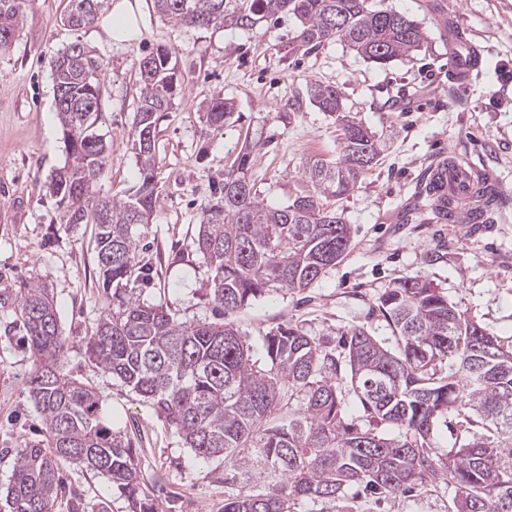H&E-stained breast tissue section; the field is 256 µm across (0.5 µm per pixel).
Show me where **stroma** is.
Masks as SVG:
<instances>
[{
    "mask_svg": "<svg viewBox=\"0 0 512 512\" xmlns=\"http://www.w3.org/2000/svg\"><path fill=\"white\" fill-rule=\"evenodd\" d=\"M69 0H20L21 26L0 50V291L38 280L52 289L66 339L63 369L92 385L113 431L131 440L143 489L166 512H219L229 494L221 461L203 465L152 403L93 364L84 339L105 306L98 286L95 227L70 224L48 185L67 162L53 99L51 63L74 43L104 69L99 130L110 145L97 196L132 191L137 183L131 131L139 100L138 63L156 48L173 51L183 91L156 124L158 196L152 221L139 228L147 243L141 301L163 305L180 320L214 317L212 272L193 240L205 206L242 148L264 202L284 206L309 194L303 172L314 155L334 157V116L315 106L309 88L334 85L346 110L386 143L353 190L330 200L353 231L347 255L309 288L267 290L230 319L261 356L264 336L292 324L344 359L341 336L368 331L387 349L398 338L379 309L380 297L404 277L419 275L457 309L490 332L512 336V0H381L416 19L428 34L413 59L386 66L365 61L341 41L290 51L297 23L285 13L250 31L181 28L163 21L153 0H140L141 32L118 43L101 23L67 25ZM480 46L481 76L468 87L448 79V28ZM235 105L224 129L207 128L203 104ZM454 156L476 164L498 198L480 227L433 220L420 183L436 161ZM32 353L13 308L0 307V492L12 473L11 451L42 437V418L29 398ZM66 490L55 512H131L105 479L63 464ZM341 512H455L454 492L429 480L406 493L349 491Z\"/></svg>",
    "mask_w": 512,
    "mask_h": 512,
    "instance_id": "1",
    "label": "stroma"
}]
</instances>
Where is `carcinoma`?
<instances>
[{
	"label": "carcinoma",
	"instance_id": "cac0c4a2",
	"mask_svg": "<svg viewBox=\"0 0 512 512\" xmlns=\"http://www.w3.org/2000/svg\"><path fill=\"white\" fill-rule=\"evenodd\" d=\"M103 0H69L68 22L91 25ZM156 12L178 27L253 30L286 11L298 21L293 50L329 40L347 43L364 59L388 65L420 50L421 24L371 0H153ZM21 23L17 0H0V48ZM140 95L131 149L138 185L123 197L94 200L109 147L98 132L102 67L75 43L53 60V97L68 162L50 193L66 205V223L93 224L99 287L107 304L86 354L102 370L153 403L202 462L224 463V484L236 493L221 512H290L300 499L342 502L362 486L397 494L430 477L455 490L456 512H512V339L489 332L458 311L420 276L399 280L379 308L400 337L398 352L362 328L346 333L349 381L369 426L349 416L340 366L298 327L282 324L264 338L263 359L225 319L270 287L303 291L348 253L350 225L324 201L343 196L377 161L386 143L349 115L343 92L315 84L310 98L336 116L340 148L334 158L312 156L304 174L312 191L273 208L259 199L244 149L215 204L202 213L196 250L213 273L210 299L217 319L180 321L161 304L127 291L145 266L133 229L151 221L157 198L158 114L182 89L172 52L160 47L139 69ZM234 104L216 97L202 119L221 129ZM440 221L450 217L442 175L423 185ZM495 195L483 194L472 217L486 223ZM13 301L33 356L29 396L44 424L43 439L13 450L6 492L10 512H54L61 466L69 463L104 477L126 494L133 512H164L141 497L131 442L106 423L95 388L63 370L65 339L54 296L38 281L0 294ZM454 369L445 375L444 362ZM456 416L459 448L443 451L439 427ZM401 430L400 438L377 431Z\"/></svg>",
	"mask_w": 512,
	"mask_h": 512
}]
</instances>
